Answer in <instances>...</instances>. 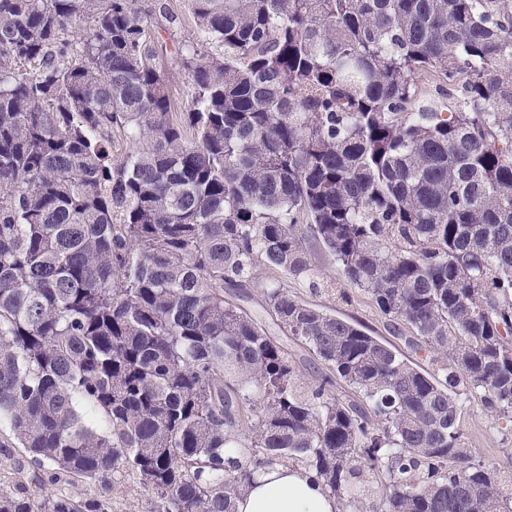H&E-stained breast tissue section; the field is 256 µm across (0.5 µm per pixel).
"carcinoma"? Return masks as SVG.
Listing matches in <instances>:
<instances>
[{"instance_id":"cac0c4a2","label":"carcinoma","mask_w":512,"mask_h":512,"mask_svg":"<svg viewBox=\"0 0 512 512\" xmlns=\"http://www.w3.org/2000/svg\"><path fill=\"white\" fill-rule=\"evenodd\" d=\"M188 2L175 116L136 0H0V450L161 512L274 464L339 512H512L460 429L468 393L512 423V0ZM312 242L434 371L288 289ZM259 268L264 318L224 296Z\"/></svg>"}]
</instances>
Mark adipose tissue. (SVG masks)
Masks as SVG:
<instances>
[{"instance_id": "1", "label": "adipose tissue", "mask_w": 512, "mask_h": 512, "mask_svg": "<svg viewBox=\"0 0 512 512\" xmlns=\"http://www.w3.org/2000/svg\"><path fill=\"white\" fill-rule=\"evenodd\" d=\"M236 512H337L334 498L299 466L265 468L234 504Z\"/></svg>"}]
</instances>
